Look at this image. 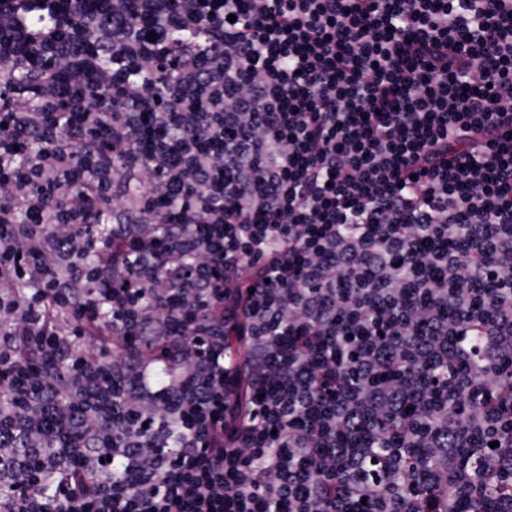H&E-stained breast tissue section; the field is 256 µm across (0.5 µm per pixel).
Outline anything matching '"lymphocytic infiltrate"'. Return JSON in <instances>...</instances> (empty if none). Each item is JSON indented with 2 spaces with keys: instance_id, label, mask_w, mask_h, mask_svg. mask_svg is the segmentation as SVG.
<instances>
[{
  "instance_id": "obj_1",
  "label": "lymphocytic infiltrate",
  "mask_w": 512,
  "mask_h": 512,
  "mask_svg": "<svg viewBox=\"0 0 512 512\" xmlns=\"http://www.w3.org/2000/svg\"><path fill=\"white\" fill-rule=\"evenodd\" d=\"M80 2L0 0V56L38 98L0 97L12 512H437L401 449L386 485L357 480L371 457L348 442L373 419L435 448L427 478L448 495L468 482L458 438L487 442V483L511 475L512 414L435 407L425 372L455 371L454 397L512 356V0H112L109 25ZM36 3L65 84L17 49ZM203 13L201 44L160 50L132 28ZM74 25L162 72L173 103L78 57ZM92 82L121 107L94 109ZM148 113L167 135L146 149ZM178 189L173 219L159 202ZM487 283L502 291L471 321ZM452 336L479 357L466 371ZM141 337L172 389L149 382Z\"/></svg>"
}]
</instances>
